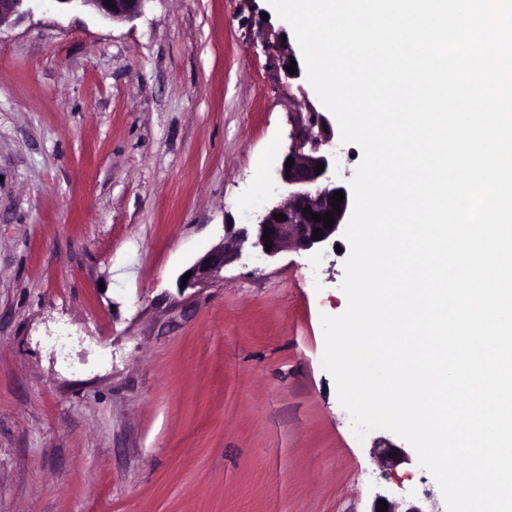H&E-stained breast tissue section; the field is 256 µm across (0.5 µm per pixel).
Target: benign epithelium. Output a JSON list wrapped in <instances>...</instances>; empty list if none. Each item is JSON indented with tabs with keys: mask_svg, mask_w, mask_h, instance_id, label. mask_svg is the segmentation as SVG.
Listing matches in <instances>:
<instances>
[{
	"mask_svg": "<svg viewBox=\"0 0 512 512\" xmlns=\"http://www.w3.org/2000/svg\"><path fill=\"white\" fill-rule=\"evenodd\" d=\"M29 0H0V25L12 16H23ZM62 8H76L92 13L105 22L130 20L142 13L147 0H54ZM290 143L277 168L278 185L287 194L285 201L269 206L255 224H247L231 232V240L222 242L197 257L185 269L191 273L186 288H204L224 280V268L240 259L244 245L248 244L264 257H273L291 247L297 251L316 252L330 242L347 226L352 213L351 189L336 175V157L331 150L335 138L330 119L315 109L292 113ZM291 168H286L288 158ZM324 165V171L315 174V168ZM344 192L340 211L333 209L332 195ZM334 214V224L324 227L311 215ZM284 218L278 219L276 215ZM321 230V238L312 239L313 230ZM269 238H263V234ZM271 250H265V243ZM388 504L387 512H426V504L392 493L376 494L371 512H377L379 502Z\"/></svg>",
	"mask_w": 512,
	"mask_h": 512,
	"instance_id": "1",
	"label": "benign epithelium"
}]
</instances>
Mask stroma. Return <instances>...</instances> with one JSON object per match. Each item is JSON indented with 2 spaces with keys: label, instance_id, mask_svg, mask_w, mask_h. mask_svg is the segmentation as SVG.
Instances as JSON below:
<instances>
[{
  "label": "stroma",
  "instance_id": "obj_1",
  "mask_svg": "<svg viewBox=\"0 0 512 512\" xmlns=\"http://www.w3.org/2000/svg\"><path fill=\"white\" fill-rule=\"evenodd\" d=\"M268 0H147L106 23L34 0L0 26V512H370L445 502L391 431L357 438L322 366L350 244L177 278L281 200L319 98ZM378 501H385L388 504L386 512H430V510H424L427 506L421 500L408 499L405 496H399L392 493H377L373 503L372 510L370 512H377L379 509Z\"/></svg>",
  "mask_w": 512,
  "mask_h": 512
}]
</instances>
